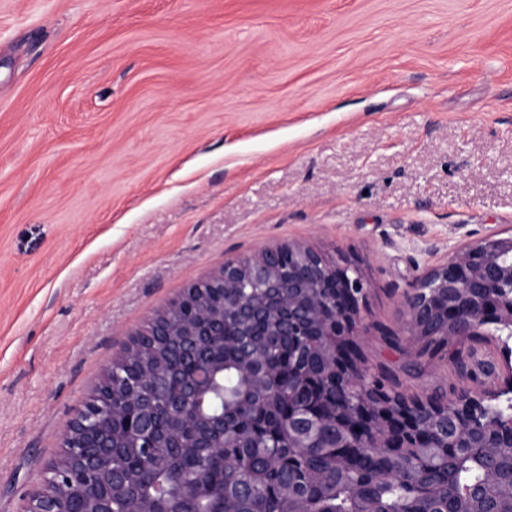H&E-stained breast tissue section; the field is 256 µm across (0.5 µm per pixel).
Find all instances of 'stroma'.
<instances>
[{
    "instance_id": "obj_1",
    "label": "stroma",
    "mask_w": 512,
    "mask_h": 512,
    "mask_svg": "<svg viewBox=\"0 0 512 512\" xmlns=\"http://www.w3.org/2000/svg\"><path fill=\"white\" fill-rule=\"evenodd\" d=\"M510 230L512 0H0V512L132 333L269 246L362 267L372 374L461 386L404 294Z\"/></svg>"
}]
</instances>
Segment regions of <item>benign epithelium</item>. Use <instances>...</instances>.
<instances>
[{
  "instance_id": "obj_1",
  "label": "benign epithelium",
  "mask_w": 512,
  "mask_h": 512,
  "mask_svg": "<svg viewBox=\"0 0 512 512\" xmlns=\"http://www.w3.org/2000/svg\"><path fill=\"white\" fill-rule=\"evenodd\" d=\"M221 289L216 303L196 301L203 285ZM367 286L359 266L329 262L303 244L276 245L249 257L226 262L205 280L174 298L150 321L152 335L169 336V315L182 308L178 335L187 352L198 351V337L217 336L235 328L237 362L249 379L245 393H262L270 406L286 397L277 372L259 359L253 323L260 321L268 336H327L321 349L327 370L340 375L346 386L362 394L355 410L317 409L288 401V447H312L317 429L333 426L338 448L369 447L381 455L391 448H424L434 436L444 448H512V427L504 431L498 418L488 415L502 397L512 408V365L501 377L492 364L461 361L460 374L473 381L492 377L490 387H462L452 393L408 396L396 391L362 365L359 329L365 319ZM409 330L415 336H438L446 343L485 335L499 343L512 340V235L497 232L461 245L445 262L417 275L405 293ZM224 373V362L199 359L195 373L178 391L169 388L170 373L163 367L145 370L147 385L133 387L140 401L139 416L112 406V369H107L91 398L70 421L62 439L63 459L46 468L41 485L29 493L22 512H71L78 499L80 512H113V499L123 494L127 512H200L204 491L189 486L173 495H143L124 471L112 467L117 453L134 451L154 458L159 448H207L223 457L224 414L207 413L198 382L203 376ZM125 423L131 444H116L115 423ZM292 512H316L301 490H285ZM213 512H242V492L225 487L213 490ZM469 503L459 512H500L498 498L512 500V488L503 485L498 468L486 470L482 481L467 493Z\"/></svg>"
}]
</instances>
